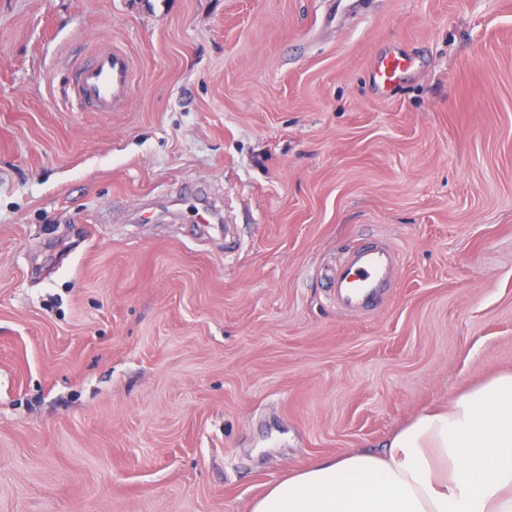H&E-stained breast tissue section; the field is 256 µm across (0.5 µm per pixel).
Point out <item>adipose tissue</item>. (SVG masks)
Masks as SVG:
<instances>
[{
    "mask_svg": "<svg viewBox=\"0 0 512 512\" xmlns=\"http://www.w3.org/2000/svg\"><path fill=\"white\" fill-rule=\"evenodd\" d=\"M249 512H512V373L420 412L384 452L318 458Z\"/></svg>",
    "mask_w": 512,
    "mask_h": 512,
    "instance_id": "obj_1",
    "label": "adipose tissue"
}]
</instances>
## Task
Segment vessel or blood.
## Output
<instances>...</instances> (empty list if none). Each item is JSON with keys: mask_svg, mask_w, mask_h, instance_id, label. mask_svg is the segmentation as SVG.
I'll return each mask as SVG.
<instances>
[{"mask_svg": "<svg viewBox=\"0 0 512 512\" xmlns=\"http://www.w3.org/2000/svg\"><path fill=\"white\" fill-rule=\"evenodd\" d=\"M416 64V57L404 50L387 51L374 62L372 82L378 91L389 92ZM132 74L129 55L102 48L87 63L74 66L69 100L78 110L87 105L101 112L112 111L124 103ZM398 269V252L391 244L364 243L348 250L344 260L330 272L327 286L343 311H372L395 284Z\"/></svg>", "mask_w": 512, "mask_h": 512, "instance_id": "b4317fda", "label": "vessel or blood"}]
</instances>
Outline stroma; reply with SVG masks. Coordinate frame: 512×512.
Masks as SVG:
<instances>
[{
  "label": "stroma",
  "mask_w": 512,
  "mask_h": 512,
  "mask_svg": "<svg viewBox=\"0 0 512 512\" xmlns=\"http://www.w3.org/2000/svg\"><path fill=\"white\" fill-rule=\"evenodd\" d=\"M105 42L128 97L72 110ZM502 372L512 0H0V512H249ZM417 63L414 55L402 49L383 53L375 60L371 72L375 88L382 93L391 91ZM398 258L397 250L388 243L353 247L328 275L327 288L345 312L375 310L397 280Z\"/></svg>",
  "instance_id": "stroma-1"
}]
</instances>
